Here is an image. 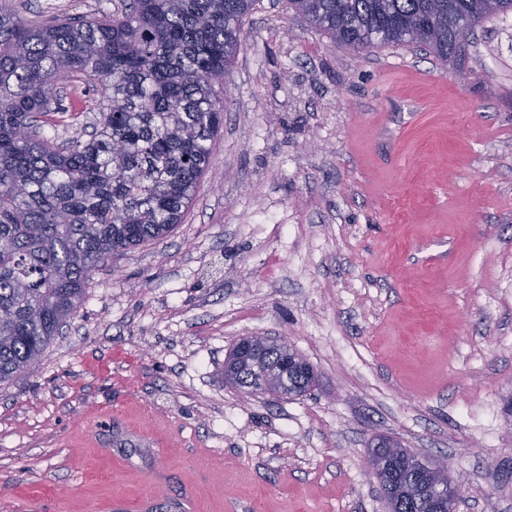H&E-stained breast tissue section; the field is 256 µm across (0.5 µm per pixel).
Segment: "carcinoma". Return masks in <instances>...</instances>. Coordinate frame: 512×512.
Returning a JSON list of instances; mask_svg holds the SVG:
<instances>
[{"mask_svg":"<svg viewBox=\"0 0 512 512\" xmlns=\"http://www.w3.org/2000/svg\"><path fill=\"white\" fill-rule=\"evenodd\" d=\"M258 0H128L95 18L33 24L0 10V383L41 360L115 254L182 222L224 125L225 74ZM354 50L415 47L460 67L476 30L512 0H286ZM75 74L103 103L67 146L44 134L67 111ZM227 380L263 393L262 374L227 361ZM313 367L293 375L311 389ZM390 512H421L393 492Z\"/></svg>","mask_w":512,"mask_h":512,"instance_id":"cac0c4a2","label":"carcinoma"}]
</instances>
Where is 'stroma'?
<instances>
[{
  "label": "stroma",
  "instance_id": "35a3bbf8",
  "mask_svg": "<svg viewBox=\"0 0 512 512\" xmlns=\"http://www.w3.org/2000/svg\"><path fill=\"white\" fill-rule=\"evenodd\" d=\"M120 3L12 0L36 23ZM477 34L461 84L259 0L182 224L0 384V512H385L378 435L452 457L457 512H512V30ZM85 88L62 84L59 140L90 131ZM244 336L287 338L311 394L226 384Z\"/></svg>",
  "mask_w": 512,
  "mask_h": 512
}]
</instances>
